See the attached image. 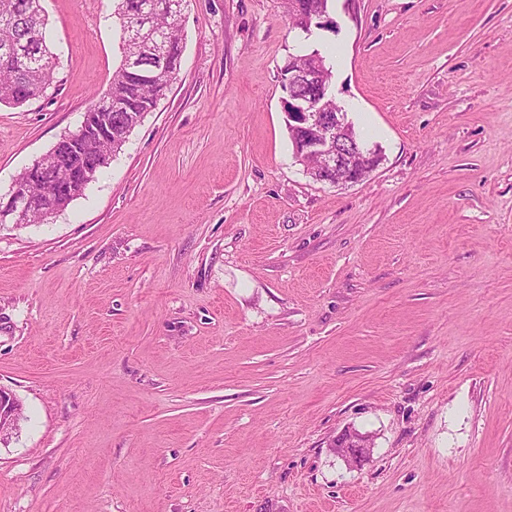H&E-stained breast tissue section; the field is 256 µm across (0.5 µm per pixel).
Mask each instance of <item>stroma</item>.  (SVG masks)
Returning <instances> with one entry per match:
<instances>
[{"instance_id": "35a3bbf8", "label": "stroma", "mask_w": 512, "mask_h": 512, "mask_svg": "<svg viewBox=\"0 0 512 512\" xmlns=\"http://www.w3.org/2000/svg\"><path fill=\"white\" fill-rule=\"evenodd\" d=\"M45 97L0 191L79 129L112 0H44ZM189 0L175 82L82 195L0 226V512H512V0ZM319 51L382 160L296 161L278 73ZM374 447L347 465V430ZM298 1H305V4L308 5V7H302L301 9L295 8L293 9L289 3L291 4V0H287L288 4V16L290 18V21L292 23V26L294 28H297L301 30L303 33H306L308 35L313 33V29H323L322 27H317L318 24H326L328 23V15L327 13L320 15L317 18V21L314 26V21L311 17V11L315 13L326 11L328 0H298ZM304 4V5H305Z\"/></svg>"}]
</instances>
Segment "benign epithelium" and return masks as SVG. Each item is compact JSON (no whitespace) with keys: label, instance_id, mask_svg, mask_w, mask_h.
<instances>
[{"label":"benign epithelium","instance_id":"1","mask_svg":"<svg viewBox=\"0 0 512 512\" xmlns=\"http://www.w3.org/2000/svg\"><path fill=\"white\" fill-rule=\"evenodd\" d=\"M319 62H313L310 67L298 70L288 67L280 76L283 88L291 83H297L309 90L311 94L301 97L290 104L292 112L288 119L294 122V127L305 133L300 144L295 148L298 162H303L310 153H321L325 157L324 166L312 172L313 179L340 184L344 181L357 183L364 180L379 165V155L376 149L368 148L358 143L351 132L350 124L346 121L345 113L336 111L328 113L318 107L319 100L328 94L329 87L318 81L317 71ZM89 169L75 171L67 184L59 186L54 181H47V194H75L90 177ZM36 207V199L25 192L13 187L9 197L0 201V224L19 223L22 214ZM337 452L349 464H357L370 455V444L364 437L354 434L344 435L337 440Z\"/></svg>","mask_w":512,"mask_h":512}]
</instances>
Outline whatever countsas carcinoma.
Instances as JSON below:
<instances>
[{
	"instance_id": "cac0c4a2",
	"label": "carcinoma",
	"mask_w": 512,
	"mask_h": 512,
	"mask_svg": "<svg viewBox=\"0 0 512 512\" xmlns=\"http://www.w3.org/2000/svg\"><path fill=\"white\" fill-rule=\"evenodd\" d=\"M185 8L187 0H115L114 18L119 33L121 60L112 73L106 92L93 97L91 106L112 113L110 129L102 133L89 130L78 139L67 135L47 154L59 160L51 175L55 178L70 169H81L95 158L103 167L122 151L132 130L144 116L154 111L176 80L183 52L182 24L176 22L171 3ZM43 0H0V105L20 107L44 96L58 65L47 38V18ZM328 0H305V7L288 8L292 26L310 35L315 29L311 13L327 9ZM153 6L150 23L167 40L160 47L149 35L129 39L128 33L142 24V14ZM46 173L31 166L16 182L42 201L21 224L39 223L45 213L58 212L61 198L45 195Z\"/></svg>"
}]
</instances>
